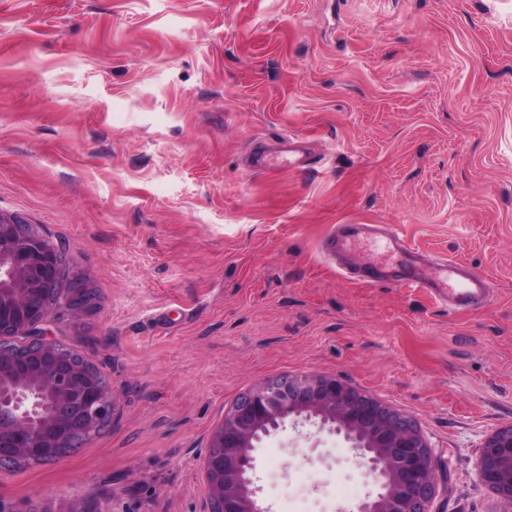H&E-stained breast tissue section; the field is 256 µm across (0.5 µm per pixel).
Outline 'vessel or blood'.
Here are the masks:
<instances>
[{
  "instance_id": "vessel-or-blood-1",
  "label": "vessel or blood",
  "mask_w": 512,
  "mask_h": 512,
  "mask_svg": "<svg viewBox=\"0 0 512 512\" xmlns=\"http://www.w3.org/2000/svg\"><path fill=\"white\" fill-rule=\"evenodd\" d=\"M309 164L308 153L290 146L261 152L256 160L257 169L266 171L298 170ZM324 249L331 255L346 251L363 253L364 263L349 269L348 274L365 284L422 288L435 300L448 303L455 309L484 306L493 296V289L485 276L467 270L451 259L428 260L388 225H338L325 241Z\"/></svg>"
}]
</instances>
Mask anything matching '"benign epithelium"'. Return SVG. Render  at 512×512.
I'll use <instances>...</instances> for the list:
<instances>
[{
	"mask_svg": "<svg viewBox=\"0 0 512 512\" xmlns=\"http://www.w3.org/2000/svg\"><path fill=\"white\" fill-rule=\"evenodd\" d=\"M62 251L18 215L0 213V336L26 353L0 348V464L59 461L93 439L112 413V386L83 364L59 358L47 324L62 310L86 315L87 286L70 284L63 304L43 291L61 278ZM320 420L344 433L380 486L357 512H429L435 458L413 420L340 379L274 377L243 394L211 432L204 472L209 512H262L249 472L262 437L288 421ZM480 480L512 503V426L485 441Z\"/></svg>",
	"mask_w": 512,
	"mask_h": 512,
	"instance_id": "obj_1",
	"label": "benign epithelium"
}]
</instances>
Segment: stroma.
<instances>
[{"mask_svg": "<svg viewBox=\"0 0 512 512\" xmlns=\"http://www.w3.org/2000/svg\"><path fill=\"white\" fill-rule=\"evenodd\" d=\"M308 141L303 170L252 152ZM0 212L99 294L54 339L112 385L64 459L0 467L9 512H208L238 397L319 374L412 418L430 512H512L478 477L512 425V0H0ZM339 224H388L486 275V306L341 276ZM265 512H355L378 487L318 420L253 451Z\"/></svg>", "mask_w": 512, "mask_h": 512, "instance_id": "stroma-1", "label": "stroma"}]
</instances>
